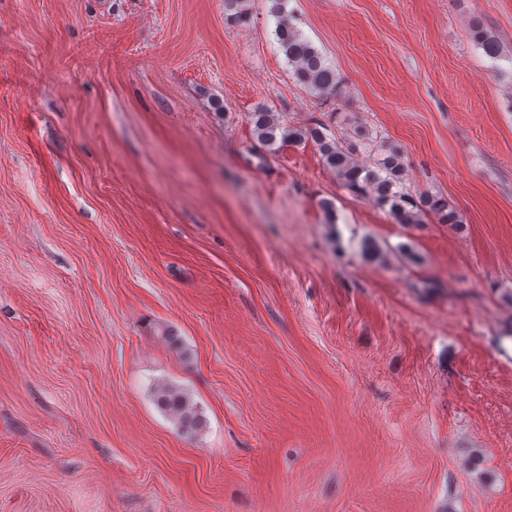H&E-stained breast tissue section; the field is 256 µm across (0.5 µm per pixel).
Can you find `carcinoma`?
<instances>
[{"mask_svg":"<svg viewBox=\"0 0 512 512\" xmlns=\"http://www.w3.org/2000/svg\"><path fill=\"white\" fill-rule=\"evenodd\" d=\"M250 0H224V9L238 23L250 20ZM271 13L277 19L276 36L280 48L291 67L294 81L317 97L333 94L339 83L336 69L328 64L319 50L291 22L285 12V0H273ZM470 38L476 46L492 58L502 57L501 46L481 21L470 24ZM253 135L264 147L272 150L277 143H311L318 151L325 166L336 173L337 179L353 195L373 201L381 207L395 224L418 226L432 219L438 224L460 231L463 221L448 200L422 192L416 196L405 188L407 172L400 153L376 141L355 133L356 139L343 143L324 132L317 124L308 128L284 125L272 110L258 106L251 113ZM364 153L367 161L359 159ZM361 254L367 262H382L385 253L371 238L361 242ZM152 399L157 408L167 415L177 430L186 435H196L207 425V420L191 395L167 382L152 385Z\"/></svg>","mask_w":512,"mask_h":512,"instance_id":"1","label":"carcinoma"}]
</instances>
